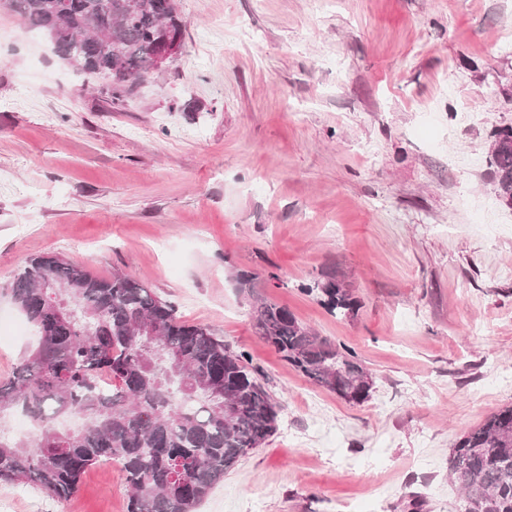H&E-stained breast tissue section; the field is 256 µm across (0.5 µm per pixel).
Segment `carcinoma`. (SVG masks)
<instances>
[{
  "instance_id": "obj_1",
  "label": "carcinoma",
  "mask_w": 512,
  "mask_h": 512,
  "mask_svg": "<svg viewBox=\"0 0 512 512\" xmlns=\"http://www.w3.org/2000/svg\"><path fill=\"white\" fill-rule=\"evenodd\" d=\"M4 0L26 27L50 38L56 55L88 76L112 74L98 93L112 104L133 96L153 69L155 44L182 31L171 0ZM496 195L512 208V127L491 134ZM256 334L295 370L348 402L368 399L373 381L356 351L319 336L285 306L253 293ZM56 286V292L43 285ZM331 314L352 318L359 300L325 271L300 285ZM7 293L39 333L37 346L0 380V413L18 408L36 425L29 440L0 432V483L31 484L70 499L82 474L103 461L122 466L127 512H193L241 458L277 430L279 406L244 352L120 272L99 277L58 255L25 258ZM112 378L108 392L97 377ZM81 425L63 432L61 417ZM448 470L461 512H512V406L491 415L450 449Z\"/></svg>"
}]
</instances>
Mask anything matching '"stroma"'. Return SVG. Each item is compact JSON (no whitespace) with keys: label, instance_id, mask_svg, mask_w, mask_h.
Masks as SVG:
<instances>
[{"label":"stroma","instance_id":"1","mask_svg":"<svg viewBox=\"0 0 512 512\" xmlns=\"http://www.w3.org/2000/svg\"><path fill=\"white\" fill-rule=\"evenodd\" d=\"M183 48L124 105L0 4V286L28 256L119 271L246 353L279 405L197 512H461L454 442L512 406V0H176ZM258 294L353 347L349 403L256 334ZM333 269L361 302L299 284ZM120 464L7 512H127ZM491 137L489 160L495 169L496 195L503 205L512 208V127L495 129ZM299 287L304 294L316 298L329 313L340 318H352L359 310V300L352 288L336 271L321 272Z\"/></svg>","mask_w":512,"mask_h":512}]
</instances>
